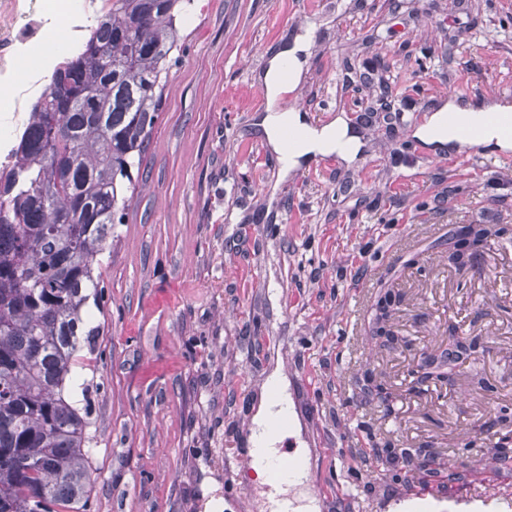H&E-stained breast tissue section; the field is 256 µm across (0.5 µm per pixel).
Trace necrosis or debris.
I'll use <instances>...</instances> for the list:
<instances>
[{
	"mask_svg": "<svg viewBox=\"0 0 512 512\" xmlns=\"http://www.w3.org/2000/svg\"><path fill=\"white\" fill-rule=\"evenodd\" d=\"M111 6L112 0H0V131L6 138L25 131L31 106L49 90L42 65L19 68L34 43L62 25L72 41L88 39Z\"/></svg>",
	"mask_w": 512,
	"mask_h": 512,
	"instance_id": "4bbe7bcc",
	"label": "necrosis or debris"
}]
</instances>
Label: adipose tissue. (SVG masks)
Masks as SVG:
<instances>
[{
  "instance_id": "ef3b65f1",
  "label": "adipose tissue",
  "mask_w": 512,
  "mask_h": 512,
  "mask_svg": "<svg viewBox=\"0 0 512 512\" xmlns=\"http://www.w3.org/2000/svg\"><path fill=\"white\" fill-rule=\"evenodd\" d=\"M308 48L309 41L303 36L296 37L292 44L281 45L273 51L263 77L267 107L260 126L267 139L273 145H280V133L289 126L296 128L300 133L291 152L282 156L283 167L287 170L296 167L299 158L310 154L353 155L359 148L357 139L349 136L345 127L330 123L319 128H311L305 124L299 113L277 110L276 103L280 95L297 84L303 66L300 55ZM290 406L286 377L278 372L273 373L252 419V446L261 445L267 450H274L282 435L278 419L280 415L287 413Z\"/></svg>"
}]
</instances>
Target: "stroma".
I'll return each instance as SVG.
<instances>
[{
    "mask_svg": "<svg viewBox=\"0 0 512 512\" xmlns=\"http://www.w3.org/2000/svg\"><path fill=\"white\" fill-rule=\"evenodd\" d=\"M188 14L67 387L90 408L88 512H203L213 497L259 512L250 427L277 370L300 422L281 445L304 449L320 512H512V244L448 265L457 225L512 226V162L362 119L382 97L416 114L452 92L512 104V0H193ZM305 32L278 106L348 127L360 149L284 175L260 78ZM386 281L395 344L371 321ZM452 333L474 355L414 391L411 369L447 359Z\"/></svg>",
    "mask_w": 512,
    "mask_h": 512,
    "instance_id": "stroma-1",
    "label": "stroma"
}]
</instances>
